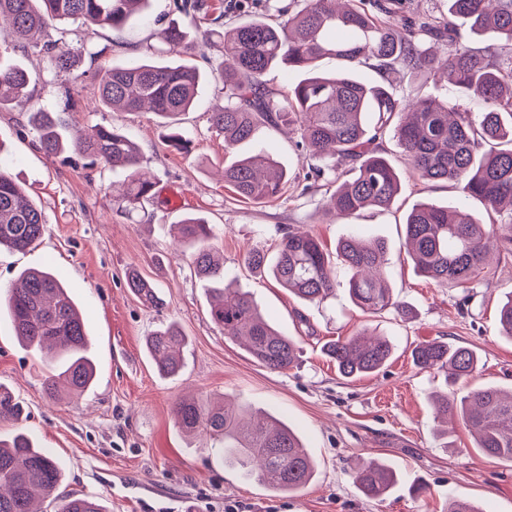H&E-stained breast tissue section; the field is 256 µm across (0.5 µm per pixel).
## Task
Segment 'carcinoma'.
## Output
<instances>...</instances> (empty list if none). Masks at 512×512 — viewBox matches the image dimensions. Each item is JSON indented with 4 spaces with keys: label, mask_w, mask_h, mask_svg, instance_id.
<instances>
[{
    "label": "carcinoma",
    "mask_w": 512,
    "mask_h": 512,
    "mask_svg": "<svg viewBox=\"0 0 512 512\" xmlns=\"http://www.w3.org/2000/svg\"><path fill=\"white\" fill-rule=\"evenodd\" d=\"M150 0H0V41H26L59 75L73 70L77 51L51 31L65 22L122 29L136 8ZM174 8L189 25L208 16L209 0H174ZM405 0H305L302 9L277 24L264 19L242 22L220 32L206 29L201 40L219 37L224 43L220 66L227 104L209 113L212 129L224 139V186L236 196L268 202L286 191L285 168L265 151L238 158L239 144L251 140L258 127L293 126L306 156L315 160L305 180L317 187L336 186L327 197L325 214L346 218L370 208H386L401 189V179L377 148L390 133L409 161L415 182L431 186L448 182L462 194L500 212L512 208V0H448V16L413 14L402 31L386 18L405 12ZM469 22L471 33L490 31L504 46L475 47L461 34L454 19ZM188 25L171 23L157 33L171 54L188 55ZM324 57L342 61L335 74L317 70ZM372 65L404 74L444 69L448 80L485 105L480 120L472 113L448 111V105L417 93L398 96L392 86L363 83L358 67ZM286 65L306 77L283 91L269 89L263 76ZM96 105L102 110L137 112L148 108L168 127L166 146L186 151L190 140L178 126L179 116L194 103L203 80L187 61L160 63L151 58L101 69L90 75ZM31 76L22 66L0 63V111L11 109L28 95ZM40 150L48 157L72 152L89 168L126 173L122 200L136 205L154 187L140 170L138 144L118 128L96 123L68 141L65 122L57 112L38 111L29 117ZM180 241L192 249L194 273L208 286L212 321L230 339L245 340L247 352L273 371L291 367L298 353L291 338L276 331L252 298L224 278V260L212 246L206 221L188 218L176 225ZM45 232L42 209L7 172L0 170V248L24 251ZM402 247L419 275L439 284L470 292L487 274L485 260L495 251L512 260V217L504 224H484L460 209L416 204L405 219ZM389 246L380 239L366 243L347 236L336 243V260L348 277L351 302L365 314L399 311L386 272ZM334 260V261H336ZM334 261L319 239L308 232H286L273 263L264 250L246 253L244 265L272 273L275 281L301 301L321 304L335 295ZM127 286L144 303H160L156 286L131 269ZM4 303L15 336L28 348L46 353L55 372L46 386L55 393L66 388L87 390L95 364L87 355V330L67 288L48 270H25L8 288ZM501 335L512 338V294L499 308ZM186 337L175 324L153 331L146 349L157 371L174 376L183 366L180 350ZM393 344L386 336H350L328 343L325 354L347 378L373 374L389 360ZM414 363L424 371L442 373L451 384L477 369L476 354L443 341L414 347ZM448 433L457 415L476 437L477 447L493 458L512 462V390L476 389L457 401L441 398ZM22 409L0 391V419L17 420ZM177 427L186 434L214 439L218 454L273 492H293L315 476V467L300 438L287 425L257 411L243 416L223 403L181 400L176 403ZM352 481L363 495L376 499L397 484L398 475L380 462L352 470ZM63 477L53 457L23 432L0 440V512H38L35 502L49 500L54 512H106L93 497L64 495Z\"/></svg>",
    "instance_id": "cac0c4a2"
}]
</instances>
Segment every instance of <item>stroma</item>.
<instances>
[{"label": "stroma", "mask_w": 512, "mask_h": 512, "mask_svg": "<svg viewBox=\"0 0 512 512\" xmlns=\"http://www.w3.org/2000/svg\"><path fill=\"white\" fill-rule=\"evenodd\" d=\"M176 16L172 0H151L120 31L65 24L64 38L78 57L72 74L62 77L50 73L27 44L8 43L4 52L31 73L32 83L25 107L0 112V169L41 205L46 228L25 251L0 250V286L25 269L50 267L82 313L96 376L80 398L49 395L40 354L17 342L0 311V386L22 407L20 420H0V438L27 434L59 463L63 491L98 497L107 512H224L228 501L239 502V512H446L452 498L471 501L480 512H512V464L483 455L463 426L438 432L432 396L444 390V379L418 369L411 358L423 341L463 346L479 363L455 385L456 396L484 386L512 387V340L499 334L497 323L498 309L512 293V261L492 264L489 278L469 293L423 279L399 248L414 205L462 206L487 223L491 217L483 204L462 198L446 183L415 185L404 152L387 135L380 146L403 177L400 195L390 208L329 223L324 190L305 186L309 161L295 135L270 126L259 127L239 152L270 151L288 172V188L272 203L238 198L224 187V140L208 122L209 113L225 103L217 42L197 44L191 58L205 75L194 106L181 117L191 152L165 146V129L153 113L91 111L93 87L86 74L141 58L149 44L165 57L156 34ZM67 85L83 105L82 111L66 112L70 129L96 123L124 129L140 146L143 168L155 183L151 198L126 207L112 195L113 185L124 180L122 172L90 170L74 154L49 158L40 151L28 118L40 110H63ZM393 85L401 95L414 90L474 113L482 109L423 72L394 79ZM189 214L212 225L227 281L248 293L277 330L298 341L296 366L267 369L212 322L209 294L188 250L173 237L175 224ZM291 228L311 232L330 251L351 234L387 240L390 285L406 315L363 314L342 288L323 304L305 303L271 275L243 267L251 248L275 256L283 231ZM132 267L157 286L161 306H143L128 288L125 273ZM166 322L187 337L183 367L172 377L159 376L144 349L146 336ZM366 327L389 336L393 356L371 376L343 377L323 346ZM188 395L223 396L282 420L316 463L312 482L289 494H270L212 455L210 438L184 437L173 408ZM363 459L396 469L399 481L386 497H364L354 486L351 469ZM418 485L423 493H415Z\"/></svg>", "instance_id": "stroma-1"}]
</instances>
